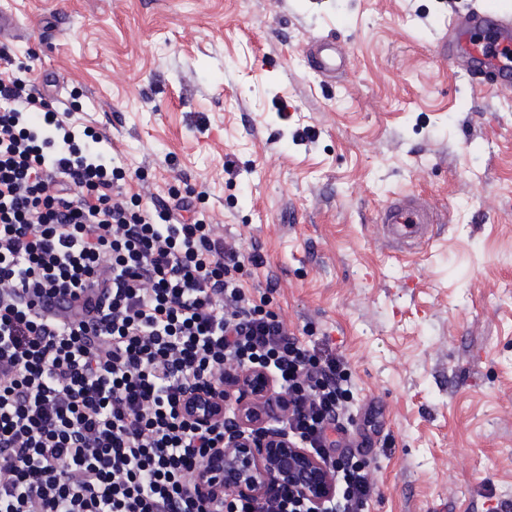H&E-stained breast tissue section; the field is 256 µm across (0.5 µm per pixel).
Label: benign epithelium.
<instances>
[{
  "label": "benign epithelium",
  "instance_id": "obj_1",
  "mask_svg": "<svg viewBox=\"0 0 512 512\" xmlns=\"http://www.w3.org/2000/svg\"><path fill=\"white\" fill-rule=\"evenodd\" d=\"M234 385L191 387L185 397L189 418L208 425L224 407V447L206 456L194 474L210 508L237 497L261 502L293 495L307 512H326L335 493L332 475L315 455L292 441L283 399L261 368H239Z\"/></svg>",
  "mask_w": 512,
  "mask_h": 512
}]
</instances>
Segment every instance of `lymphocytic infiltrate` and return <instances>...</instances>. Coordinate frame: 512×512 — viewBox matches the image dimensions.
I'll return each instance as SVG.
<instances>
[{
  "instance_id": "f902f5d3",
  "label": "lymphocytic infiltrate",
  "mask_w": 512,
  "mask_h": 512,
  "mask_svg": "<svg viewBox=\"0 0 512 512\" xmlns=\"http://www.w3.org/2000/svg\"><path fill=\"white\" fill-rule=\"evenodd\" d=\"M106 139L0 70V512H208L191 473L224 425L197 427L184 395L233 364L274 376L334 512H365L374 485L328 435L342 358L288 332L191 201L128 193ZM64 298L68 320L48 306Z\"/></svg>"
}]
</instances>
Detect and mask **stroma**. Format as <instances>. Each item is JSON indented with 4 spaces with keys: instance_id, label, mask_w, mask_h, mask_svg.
<instances>
[{
    "instance_id": "35a3bbf8",
    "label": "stroma",
    "mask_w": 512,
    "mask_h": 512,
    "mask_svg": "<svg viewBox=\"0 0 512 512\" xmlns=\"http://www.w3.org/2000/svg\"><path fill=\"white\" fill-rule=\"evenodd\" d=\"M470 3L0 0L27 78L148 192L192 191L250 291L343 359L368 512H512V96L437 49ZM321 37L348 59L329 81ZM406 194L439 223L400 252L376 216Z\"/></svg>"
}]
</instances>
